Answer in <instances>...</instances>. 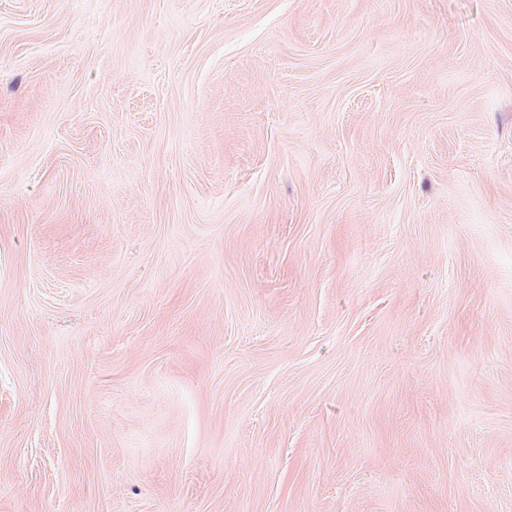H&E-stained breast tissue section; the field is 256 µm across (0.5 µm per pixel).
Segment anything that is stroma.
Segmentation results:
<instances>
[{"label":"stroma","mask_w":512,"mask_h":512,"mask_svg":"<svg viewBox=\"0 0 512 512\" xmlns=\"http://www.w3.org/2000/svg\"><path fill=\"white\" fill-rule=\"evenodd\" d=\"M0 512H512V0H0Z\"/></svg>","instance_id":"obj_1"}]
</instances>
